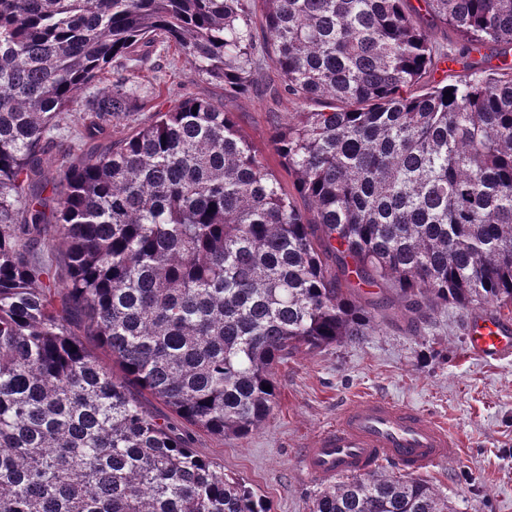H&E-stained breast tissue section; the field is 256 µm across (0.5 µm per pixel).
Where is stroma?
<instances>
[{
    "mask_svg": "<svg viewBox=\"0 0 512 512\" xmlns=\"http://www.w3.org/2000/svg\"><path fill=\"white\" fill-rule=\"evenodd\" d=\"M276 78L275 69L266 67L257 84L228 99L184 57L164 53L153 56L151 68L128 86L144 93L160 79L180 83L185 92L224 100L289 193L293 179L269 144L267 87ZM490 311L487 304L440 306L415 333L400 308H389L360 342L303 353L277 366L279 397L260 429L224 439L200 432L193 447L223 468L226 477L262 495L272 512H311L322 484L302 472L303 448L352 397H391L437 414L462 440L464 448L454 463L425 475L455 512H512V358L477 360L465 348L469 320Z\"/></svg>",
    "mask_w": 512,
    "mask_h": 512,
    "instance_id": "1",
    "label": "stroma"
}]
</instances>
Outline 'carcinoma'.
<instances>
[{
    "label": "carcinoma",
    "instance_id": "obj_1",
    "mask_svg": "<svg viewBox=\"0 0 512 512\" xmlns=\"http://www.w3.org/2000/svg\"><path fill=\"white\" fill-rule=\"evenodd\" d=\"M418 2L0 0V512H271L190 429L258 430L276 366L361 341L394 302L413 323L448 303L512 319V0ZM490 44L482 76L407 92ZM170 50L226 96L270 63L273 101L318 105L270 128L295 195L221 101L163 111L124 78L81 97ZM78 111L81 142L108 145L50 179L44 146ZM311 512L453 509L376 468Z\"/></svg>",
    "mask_w": 512,
    "mask_h": 512
}]
</instances>
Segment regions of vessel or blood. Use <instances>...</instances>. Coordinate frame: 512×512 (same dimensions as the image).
Here are the masks:
<instances>
[{"mask_svg": "<svg viewBox=\"0 0 512 512\" xmlns=\"http://www.w3.org/2000/svg\"><path fill=\"white\" fill-rule=\"evenodd\" d=\"M473 355L494 360L512 352V322L484 316L470 323ZM460 442L443 421L390 397L364 396L345 403L300 457L302 471L315 480L358 474L382 464L417 476L454 462Z\"/></svg>", "mask_w": 512, "mask_h": 512, "instance_id": "1", "label": "vessel or blood"}]
</instances>
